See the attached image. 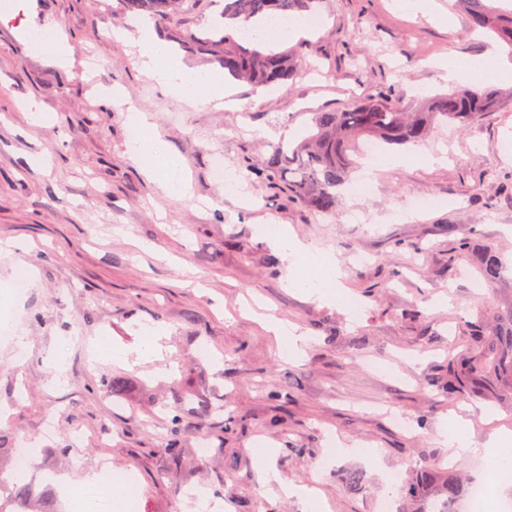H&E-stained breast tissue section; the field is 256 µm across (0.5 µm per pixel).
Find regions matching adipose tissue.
Wrapping results in <instances>:
<instances>
[{
  "instance_id": "adipose-tissue-1",
  "label": "adipose tissue",
  "mask_w": 512,
  "mask_h": 512,
  "mask_svg": "<svg viewBox=\"0 0 512 512\" xmlns=\"http://www.w3.org/2000/svg\"><path fill=\"white\" fill-rule=\"evenodd\" d=\"M113 35L117 40L134 39L142 45L141 69L169 93L203 103L226 97L224 81L219 73L201 69L193 75H186L183 66L173 59L169 48L157 40L151 18H136L132 20L130 28L115 29ZM124 124L130 133L128 141L130 159L150 174L155 173L157 168H164L165 174L161 181L164 191L171 195L185 194L187 184L182 175L180 160L171 154L158 155L153 151L145 135L149 126L146 113L132 107L127 108ZM274 240L288 257L298 262H312L318 268L315 276L289 278V287L300 289L309 297L319 301L335 297L337 288L341 286V273L331 256L313 251L310 246L290 237L284 230L278 231Z\"/></svg>"
}]
</instances>
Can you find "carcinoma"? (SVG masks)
I'll use <instances>...</instances> for the list:
<instances>
[{
    "label": "carcinoma",
    "mask_w": 512,
    "mask_h": 512,
    "mask_svg": "<svg viewBox=\"0 0 512 512\" xmlns=\"http://www.w3.org/2000/svg\"><path fill=\"white\" fill-rule=\"evenodd\" d=\"M512 0H466L468 23L473 29L493 32L512 48ZM184 0H121L127 13H147L154 18L178 16ZM325 0H224V18L275 20L304 17L319 11ZM228 32L220 43L224 73L252 85L289 88L307 70L288 58L286 52L254 44L244 47ZM496 104L493 91L449 92L427 102L419 112L409 111L403 99L393 94L352 103L339 110L317 112L314 132L294 146L274 147L267 160L266 176L287 185L289 197L309 203L327 213L336 208V188L349 178L354 162L352 153L365 139L391 144L418 142L441 125L465 126L476 121ZM483 278L491 283L505 279L508 267L501 255L489 248L475 257ZM500 326L490 330L471 326L475 345L488 338L501 345L496 351H469L461 358L474 373H512V301L497 310ZM52 487L37 493L22 479L8 482L0 476V512H50Z\"/></svg>",
    "instance_id": "carcinoma-1"
}]
</instances>
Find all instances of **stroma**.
<instances>
[{"instance_id": "stroma-1", "label": "stroma", "mask_w": 512, "mask_h": 512, "mask_svg": "<svg viewBox=\"0 0 512 512\" xmlns=\"http://www.w3.org/2000/svg\"><path fill=\"white\" fill-rule=\"evenodd\" d=\"M435 3L427 17L395 0H328L314 31L274 43L311 73L262 93L225 78L240 102L227 110L170 96L140 71L137 46L112 39L129 20L120 0H0V242L31 245L0 251V317L27 343L0 341V433L40 441L38 467L74 483L109 459L140 512H191L201 491L227 512H301L297 499L260 488L253 450L263 445L284 481L316 486L324 512H379L384 499L393 512H423L441 506L447 476L465 491L494 479L490 444L512 431V375L467 374L457 357L472 344L470 323L494 324L495 304L512 296L473 264L492 247L512 267V190L503 187L512 151L501 148L512 84L493 83L500 103L474 123L403 147L404 164L361 160L371 192L342 194L331 213L290 202L263 174L271 144L293 139L314 113L389 92L416 106L451 91L437 67L451 55L512 61L499 39L469 31L464 9ZM187 7L155 21L157 38L187 70L220 68L217 52L200 47L222 35L220 5ZM34 17L60 26L69 68L20 39ZM31 99L41 123L23 112ZM129 107L149 115L152 140L181 160L187 195H164L130 160ZM40 153L50 168L27 164ZM429 156L440 165H426ZM218 158L239 194L214 181ZM419 197L433 206L412 209ZM263 225L335 257L362 315L286 287L288 263ZM359 254L366 266L355 265ZM255 299L311 336L301 362H284L276 336L244 313ZM142 325L161 330L160 359L136 358ZM102 341L128 358L99 357ZM116 377L122 394L103 392ZM464 414L478 451L452 461L439 431ZM76 433L81 454H62ZM172 442L180 461L166 452ZM424 471L425 497L408 495L404 482Z\"/></svg>"}]
</instances>
